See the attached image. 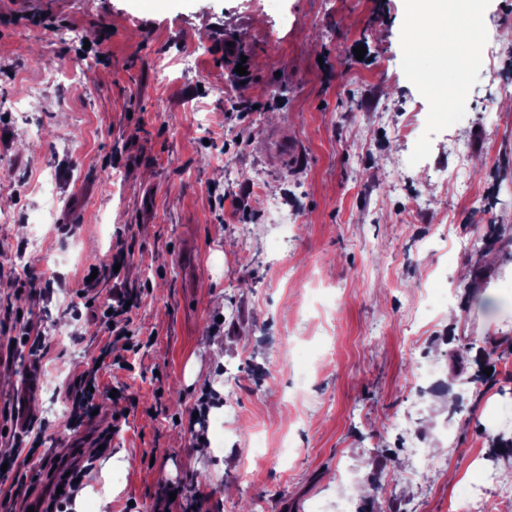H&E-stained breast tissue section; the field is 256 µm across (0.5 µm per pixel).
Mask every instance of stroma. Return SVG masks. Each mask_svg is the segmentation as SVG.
<instances>
[{
    "label": "stroma",
    "mask_w": 512,
    "mask_h": 512,
    "mask_svg": "<svg viewBox=\"0 0 512 512\" xmlns=\"http://www.w3.org/2000/svg\"><path fill=\"white\" fill-rule=\"evenodd\" d=\"M279 2L0 0V96L43 126L32 140L0 122V198L22 218L0 224V447L16 448L23 414L44 448L67 447L65 388L94 367L99 421L118 430L105 457L80 442L93 468L73 512H183L168 480L199 496L198 512H455L481 482L495 512H512L498 493L512 488L500 452L512 440V112L493 92L512 82V11L482 4V26L502 31L494 66L481 43L465 57L449 41L437 83L465 121L433 129L427 113L448 103L428 92L434 54L410 29L434 14L416 16L414 0ZM61 29L81 41L45 49ZM229 40L251 51L245 79L224 69ZM401 129L447 180L403 182ZM272 137L298 160L271 154ZM228 167L300 223H270ZM47 186L57 209L22 283L13 255ZM118 254L119 279L97 292L136 294L133 351L81 296L88 267ZM52 324L64 335H46ZM22 328L43 337L39 361L9 352ZM453 353L469 380L452 386ZM419 361L438 382L404 430ZM413 444L432 458L418 476Z\"/></svg>",
    "instance_id": "1"
}]
</instances>
